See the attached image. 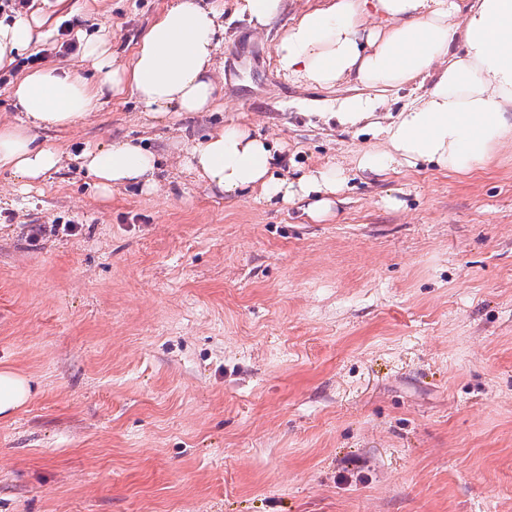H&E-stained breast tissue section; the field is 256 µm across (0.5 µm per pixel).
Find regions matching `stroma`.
Returning a JSON list of instances; mask_svg holds the SVG:
<instances>
[{
  "label": "stroma",
  "mask_w": 512,
  "mask_h": 512,
  "mask_svg": "<svg viewBox=\"0 0 512 512\" xmlns=\"http://www.w3.org/2000/svg\"><path fill=\"white\" fill-rule=\"evenodd\" d=\"M174 2L29 0L47 36L19 72L94 78L56 50L74 17L129 67ZM319 3L261 32L225 7L213 111L154 118L127 91L38 130L63 163L31 188L0 170V368L37 387L0 418V512H512V145L352 179L318 219L183 168L184 136L232 119L299 168L372 145L322 118L360 86L277 70ZM116 139L159 156L155 191L99 193L81 154Z\"/></svg>",
  "instance_id": "stroma-1"
}]
</instances>
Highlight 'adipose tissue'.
<instances>
[{
    "instance_id": "obj_1",
    "label": "adipose tissue",
    "mask_w": 512,
    "mask_h": 512,
    "mask_svg": "<svg viewBox=\"0 0 512 512\" xmlns=\"http://www.w3.org/2000/svg\"><path fill=\"white\" fill-rule=\"evenodd\" d=\"M232 8L262 31L282 17L287 0H232ZM221 15L204 0H177L143 34L129 69L112 68L109 36L99 32L86 43L97 81L60 67L23 77L13 95L24 121L0 126V168L31 186L63 160L60 150L37 143V130L73 125L98 110L107 94L126 88L154 115L171 107L208 111L216 93ZM41 24L34 13L0 20V67L32 43ZM273 54L284 76L309 86L361 85L362 93L343 99L334 117L343 126L364 124L375 144L356 153L351 167L323 165L279 177L277 145L231 121L185 142L184 166L207 189L303 202L318 218L351 177L422 166L465 175L512 141V0H324L288 22ZM424 82L430 88L420 103L388 124L374 122L383 104L377 88ZM82 161L102 193L157 186L158 158L145 145L116 140L86 149ZM33 394L29 377L0 369V418L13 416Z\"/></svg>"
}]
</instances>
